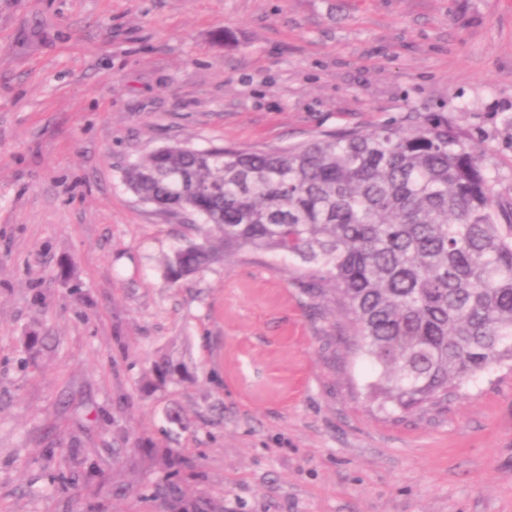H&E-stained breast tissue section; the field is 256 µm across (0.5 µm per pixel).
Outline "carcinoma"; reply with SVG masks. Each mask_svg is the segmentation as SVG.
I'll return each instance as SVG.
<instances>
[{"label": "carcinoma", "mask_w": 512, "mask_h": 512, "mask_svg": "<svg viewBox=\"0 0 512 512\" xmlns=\"http://www.w3.org/2000/svg\"><path fill=\"white\" fill-rule=\"evenodd\" d=\"M143 202L203 220V241L165 256L176 285L220 260L298 263L326 290L390 414L440 406L492 365L512 364V224L463 136L415 125L323 133L284 147H161L125 171ZM155 462L183 464L172 448Z\"/></svg>", "instance_id": "cac0c4a2"}]
</instances>
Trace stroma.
<instances>
[{"label": "stroma", "instance_id": "stroma-1", "mask_svg": "<svg viewBox=\"0 0 512 512\" xmlns=\"http://www.w3.org/2000/svg\"><path fill=\"white\" fill-rule=\"evenodd\" d=\"M428 114L511 221L512 0H0V512H512V367L392 419L294 263L171 284L123 178Z\"/></svg>", "mask_w": 512, "mask_h": 512}]
</instances>
